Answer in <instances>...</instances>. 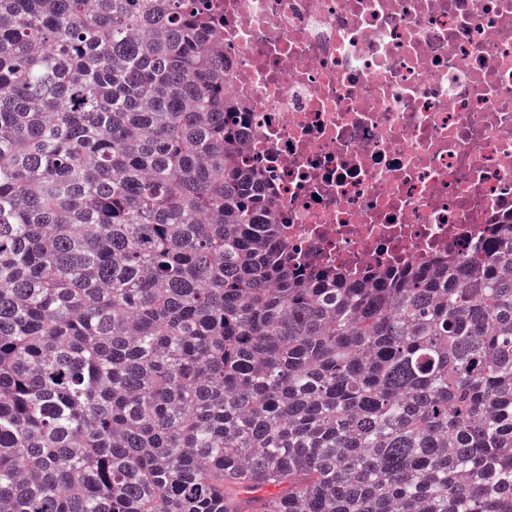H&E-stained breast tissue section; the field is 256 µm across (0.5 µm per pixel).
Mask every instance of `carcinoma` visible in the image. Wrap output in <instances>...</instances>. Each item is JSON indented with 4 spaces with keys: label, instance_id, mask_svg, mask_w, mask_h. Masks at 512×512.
I'll return each instance as SVG.
<instances>
[{
    "label": "carcinoma",
    "instance_id": "1",
    "mask_svg": "<svg viewBox=\"0 0 512 512\" xmlns=\"http://www.w3.org/2000/svg\"><path fill=\"white\" fill-rule=\"evenodd\" d=\"M210 0H0V512H512V223L288 257Z\"/></svg>",
    "mask_w": 512,
    "mask_h": 512
}]
</instances>
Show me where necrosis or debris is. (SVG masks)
Listing matches in <instances>:
<instances>
[{
    "mask_svg": "<svg viewBox=\"0 0 512 512\" xmlns=\"http://www.w3.org/2000/svg\"><path fill=\"white\" fill-rule=\"evenodd\" d=\"M213 4L291 256L406 269L512 215V0Z\"/></svg>",
    "mask_w": 512,
    "mask_h": 512,
    "instance_id": "necrosis-or-debris-1",
    "label": "necrosis or debris"
}]
</instances>
